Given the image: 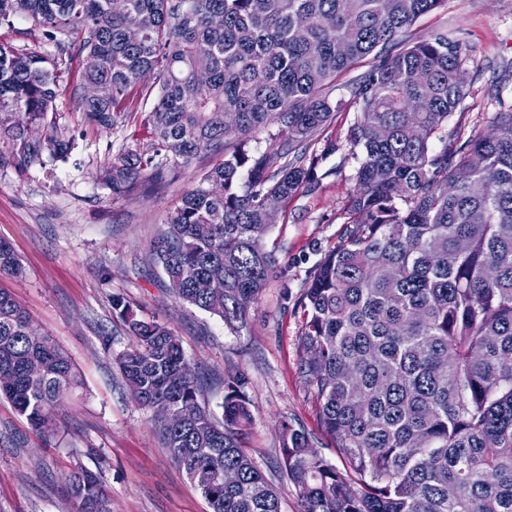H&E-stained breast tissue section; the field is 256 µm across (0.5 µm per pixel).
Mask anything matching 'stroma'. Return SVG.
I'll return each mask as SVG.
<instances>
[{"label":"stroma","mask_w":512,"mask_h":512,"mask_svg":"<svg viewBox=\"0 0 512 512\" xmlns=\"http://www.w3.org/2000/svg\"><path fill=\"white\" fill-rule=\"evenodd\" d=\"M438 32L462 45L468 76L469 94L443 129L453 147L473 126L488 127L500 105H512V0H444L406 36ZM150 107L139 101L126 123L95 128L85 123L75 99L63 96L56 117L76 137L68 160L24 171L0 168V238L24 268L21 277L1 276L0 289L53 339L80 379L48 433L35 430L0 397V512H76L65 477L79 467L102 475L111 512H209L164 447L152 410L138 405L123 382L118 358L134 339L112 307L116 295L140 317L170 327L192 370L205 377L200 401L215 416L223 414L225 394L218 378L244 377L251 421L243 445L277 489L281 512H298L295 488L279 468L283 423L305 429L328 463L343 464L295 366L300 298L322 254L340 244L345 230L357 168L346 139L354 111L337 113L312 144L322 157V180L271 225L265 245L276 251L279 265L246 324L233 330L175 297L162 266L149 259L150 242L169 212L220 154H200L149 195L116 194L95 179L108 156L149 150L140 114ZM328 139L336 143L330 154L323 151ZM104 267L110 279L102 278Z\"/></svg>","instance_id":"obj_1"}]
</instances>
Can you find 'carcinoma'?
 <instances>
[{
	"label": "carcinoma",
	"instance_id": "obj_1",
	"mask_svg": "<svg viewBox=\"0 0 512 512\" xmlns=\"http://www.w3.org/2000/svg\"><path fill=\"white\" fill-rule=\"evenodd\" d=\"M443 0H0L56 53L0 45V167H45L75 147L56 121L68 92L88 123L126 121L129 99L153 98L141 127L150 150L106 159L96 180L114 192L152 191L203 152L204 172L151 243L177 297L234 327L244 323L275 254L268 211L318 183L312 141L346 102L336 77L373 56L351 88L348 140L358 161L341 243L305 288L296 377L346 469L282 425L280 468L300 512H512V109L475 126L455 151L434 139L468 94L460 43L398 37ZM79 42L77 82L62 55ZM276 146L260 150L252 134ZM234 140L232 150L228 141ZM493 268L496 276L486 277ZM23 266L0 240V275ZM113 309L135 344L119 357L133 399L154 410L173 460L210 512H280L245 452L249 403L223 380V420L199 402L166 323ZM0 290V394L38 431L79 385L67 356ZM421 441L422 447L413 443ZM239 481L224 486V469ZM78 512H110L100 476L67 478Z\"/></svg>",
	"mask_w": 512,
	"mask_h": 512
}]
</instances>
